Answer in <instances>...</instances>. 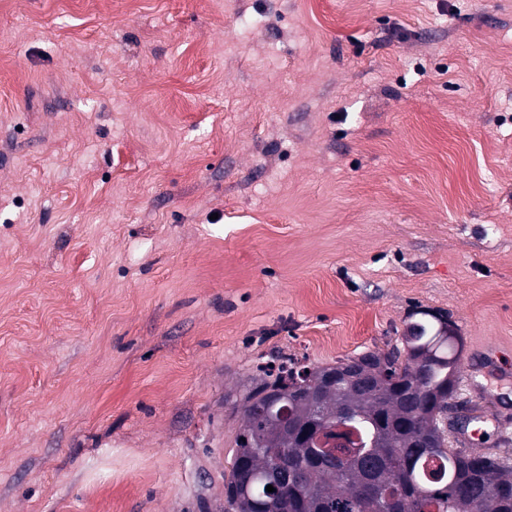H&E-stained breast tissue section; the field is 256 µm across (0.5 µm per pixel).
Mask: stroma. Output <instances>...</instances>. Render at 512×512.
Masks as SVG:
<instances>
[{
	"mask_svg": "<svg viewBox=\"0 0 512 512\" xmlns=\"http://www.w3.org/2000/svg\"><path fill=\"white\" fill-rule=\"evenodd\" d=\"M419 309L512 358V0H0V512H220L257 358Z\"/></svg>",
	"mask_w": 512,
	"mask_h": 512,
	"instance_id": "35a3bbf8",
	"label": "stroma"
}]
</instances>
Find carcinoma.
Returning a JSON list of instances; mask_svg holds the SVG:
<instances>
[{
	"mask_svg": "<svg viewBox=\"0 0 512 512\" xmlns=\"http://www.w3.org/2000/svg\"><path fill=\"white\" fill-rule=\"evenodd\" d=\"M334 365L288 355L235 402L229 512H512V464L448 445L463 340L444 316ZM271 485L274 491H266Z\"/></svg>",
	"mask_w": 512,
	"mask_h": 512,
	"instance_id": "obj_1",
	"label": "carcinoma"
}]
</instances>
